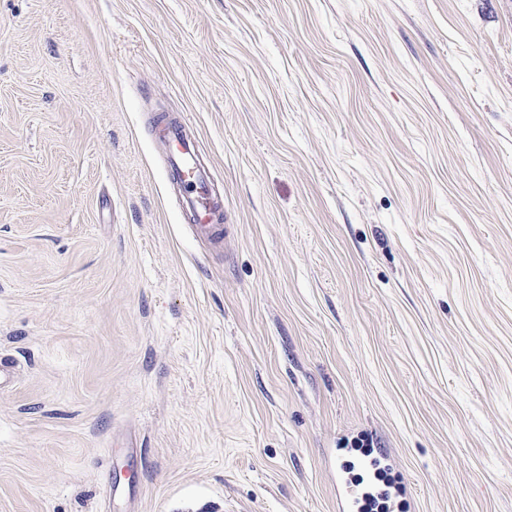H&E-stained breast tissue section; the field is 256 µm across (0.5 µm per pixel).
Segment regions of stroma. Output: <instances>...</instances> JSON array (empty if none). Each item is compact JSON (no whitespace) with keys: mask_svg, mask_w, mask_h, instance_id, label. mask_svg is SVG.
I'll use <instances>...</instances> for the list:
<instances>
[{"mask_svg":"<svg viewBox=\"0 0 512 512\" xmlns=\"http://www.w3.org/2000/svg\"><path fill=\"white\" fill-rule=\"evenodd\" d=\"M2 358L0 512H512V0H0ZM156 133L169 149L168 177L172 184L187 183L191 193L183 200L194 215L190 224L194 234L206 242L220 244L224 240V203L213 192L206 170L197 162L195 145L181 122L157 124ZM346 470L339 465L336 468V479L341 487V492L336 499V509L339 512H359L366 504L369 494L365 488L354 489L352 480L346 477Z\"/></svg>","mask_w":512,"mask_h":512,"instance_id":"35a3bbf8","label":"stroma"}]
</instances>
